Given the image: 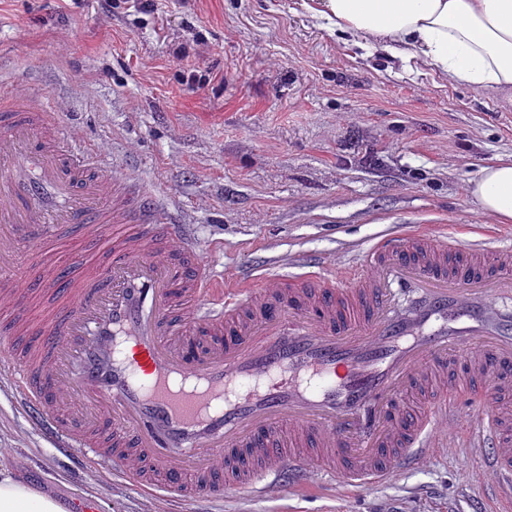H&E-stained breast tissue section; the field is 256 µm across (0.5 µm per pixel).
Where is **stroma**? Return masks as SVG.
Masks as SVG:
<instances>
[{
    "label": "stroma",
    "instance_id": "1",
    "mask_svg": "<svg viewBox=\"0 0 512 512\" xmlns=\"http://www.w3.org/2000/svg\"><path fill=\"white\" fill-rule=\"evenodd\" d=\"M1 93L50 98L72 137L176 198L229 274L285 273L299 252L336 262L401 225L512 236V223H469L467 191L512 159V98L344 45L300 0H0ZM92 252L75 227L23 268L31 316L50 305L43 266ZM434 438L420 469L386 484L182 501L74 475L0 388V464L98 512H471L481 465L457 461L456 433Z\"/></svg>",
    "mask_w": 512,
    "mask_h": 512
}]
</instances>
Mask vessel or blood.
<instances>
[{
  "label": "vessel or blood",
  "instance_id": "obj_1",
  "mask_svg": "<svg viewBox=\"0 0 512 512\" xmlns=\"http://www.w3.org/2000/svg\"><path fill=\"white\" fill-rule=\"evenodd\" d=\"M14 107L0 130V371L54 447L180 500L380 485L421 467L471 394L461 446L496 478L474 512H512V243L405 227L340 266L301 254L285 276L229 277L178 201L72 139L49 98ZM77 224L105 253L47 269L62 301L32 325L26 246ZM27 334L39 342L22 354Z\"/></svg>",
  "mask_w": 512,
  "mask_h": 512
}]
</instances>
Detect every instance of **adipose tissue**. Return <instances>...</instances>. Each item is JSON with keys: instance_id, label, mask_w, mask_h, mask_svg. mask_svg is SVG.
Here are the masks:
<instances>
[{"instance_id": "adipose-tissue-1", "label": "adipose tissue", "mask_w": 512, "mask_h": 512, "mask_svg": "<svg viewBox=\"0 0 512 512\" xmlns=\"http://www.w3.org/2000/svg\"><path fill=\"white\" fill-rule=\"evenodd\" d=\"M341 39L439 70L453 84L512 92V0H302ZM470 194L512 223V161L482 168ZM0 512H64L50 494L0 466Z\"/></svg>"}]
</instances>
